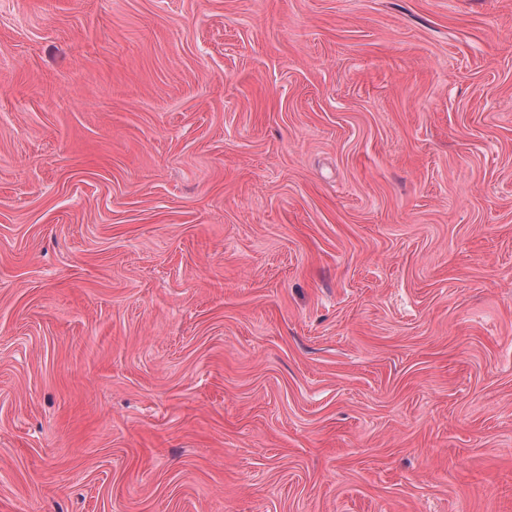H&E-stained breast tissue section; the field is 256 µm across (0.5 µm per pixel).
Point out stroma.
<instances>
[{"instance_id": "obj_1", "label": "stroma", "mask_w": 512, "mask_h": 512, "mask_svg": "<svg viewBox=\"0 0 512 512\" xmlns=\"http://www.w3.org/2000/svg\"><path fill=\"white\" fill-rule=\"evenodd\" d=\"M0 512H512V0H0Z\"/></svg>"}]
</instances>
